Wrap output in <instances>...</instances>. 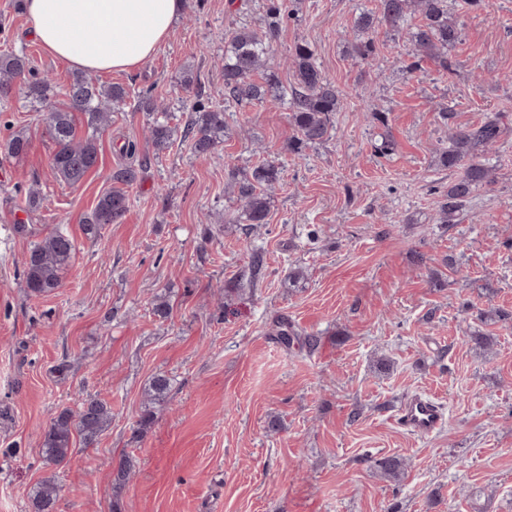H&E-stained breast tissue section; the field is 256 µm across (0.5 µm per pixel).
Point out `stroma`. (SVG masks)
Listing matches in <instances>:
<instances>
[{
  "instance_id": "1",
  "label": "stroma",
  "mask_w": 512,
  "mask_h": 512,
  "mask_svg": "<svg viewBox=\"0 0 512 512\" xmlns=\"http://www.w3.org/2000/svg\"><path fill=\"white\" fill-rule=\"evenodd\" d=\"M17 3L0 0V53H26L63 90L73 69L29 37ZM267 4L184 0L172 36L137 69L98 74L129 96L77 185L50 169L43 109L0 99V512H31L47 476L56 512H512V325L476 318L512 313V0H449L461 36L444 67L384 25L374 60L356 57L354 19L377 0H288L273 71L291 88L286 59L308 42L342 98L330 138L298 155L283 150L286 100L224 102V34L261 29ZM187 70L198 79L189 91ZM147 89L171 116L160 154L136 108ZM198 101L226 107L224 141L207 155L183 133ZM494 112L504 130L485 159L496 179L458 223H439L457 176L438 162L448 132ZM18 132L30 149L12 158L3 144ZM385 139L395 149L382 156ZM264 161L281 170L269 221L239 223L230 175ZM125 165L139 171L129 208L90 241L83 220ZM55 230L75 242L72 265L54 293L29 295L24 256ZM160 296L165 318L153 311ZM280 316L296 334L288 346ZM476 330L493 345H477ZM158 374L172 389L143 428ZM410 393L440 399L445 427L398 430L388 409ZM96 396L111 427L89 447L73 436L67 461L46 463L51 418ZM383 456L403 459L402 481L374 469ZM125 457L133 470L119 487Z\"/></svg>"
}]
</instances>
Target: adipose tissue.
Segmentation results:
<instances>
[{
  "label": "adipose tissue",
  "mask_w": 512,
  "mask_h": 512,
  "mask_svg": "<svg viewBox=\"0 0 512 512\" xmlns=\"http://www.w3.org/2000/svg\"><path fill=\"white\" fill-rule=\"evenodd\" d=\"M183 0H24L36 41L87 73L130 71L170 36Z\"/></svg>",
  "instance_id": "1"
}]
</instances>
